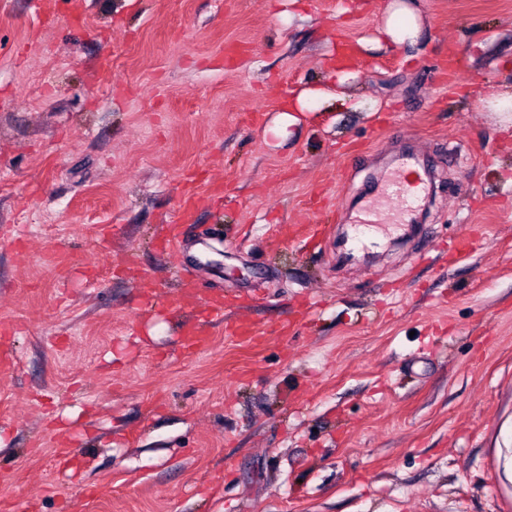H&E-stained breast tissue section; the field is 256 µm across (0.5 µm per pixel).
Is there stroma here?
Instances as JSON below:
<instances>
[{
    "label": "stroma",
    "mask_w": 512,
    "mask_h": 512,
    "mask_svg": "<svg viewBox=\"0 0 512 512\" xmlns=\"http://www.w3.org/2000/svg\"><path fill=\"white\" fill-rule=\"evenodd\" d=\"M403 2L0 0V512H512V0ZM402 139L426 223L338 264ZM144 277L262 343L185 350ZM389 10L384 29L388 38L396 43L407 39L414 40L419 33L420 26L413 11L403 4H392Z\"/></svg>",
    "instance_id": "obj_1"
}]
</instances>
